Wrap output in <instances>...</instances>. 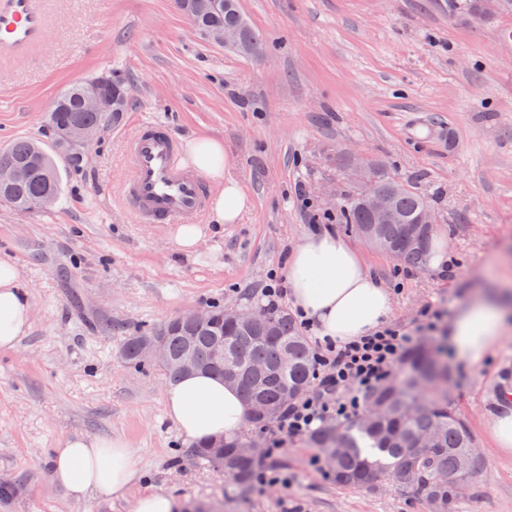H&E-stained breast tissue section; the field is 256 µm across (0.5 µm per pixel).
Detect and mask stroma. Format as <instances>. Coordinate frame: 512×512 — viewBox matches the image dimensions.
<instances>
[{"instance_id":"stroma-1","label":"stroma","mask_w":512,"mask_h":512,"mask_svg":"<svg viewBox=\"0 0 512 512\" xmlns=\"http://www.w3.org/2000/svg\"><path fill=\"white\" fill-rule=\"evenodd\" d=\"M475 0H239L266 39L255 59L194 31L174 0H46L49 33L0 63V148L49 143L44 119L66 85L120 76L128 109L62 173L50 208L0 203V257L21 273L32 325L0 351V480L16 492L0 512H128L99 495L76 502L53 482L64 437L120 438L143 476L131 495L168 490L181 512L223 501L224 512H424L390 488L336 485L308 436L274 464L280 483L239 495L231 477L198 463L167 419L169 382L154 364L126 367L128 336L151 334L186 310L231 302L260 311L318 215L336 212L354 159L382 164L430 202L448 242L447 272L415 270L360 244L394 292L391 323L438 348L445 318L479 287L512 284V0L477 13ZM155 119L180 142L207 135L230 151L231 173L253 200L237 224H212L192 255L170 230L138 223L123 204L125 141ZM304 191L313 203L296 199ZM456 408L484 469L457 512H512V454L493 448L488 423L512 390V329L481 366L449 363Z\"/></svg>"}]
</instances>
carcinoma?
I'll list each match as a JSON object with an SVG mask.
<instances>
[{
  "mask_svg": "<svg viewBox=\"0 0 512 512\" xmlns=\"http://www.w3.org/2000/svg\"><path fill=\"white\" fill-rule=\"evenodd\" d=\"M200 28L233 27L239 31L236 50L261 57L266 45L262 35L243 17L238 0H186ZM96 78L69 85L53 99L47 124L53 137L48 149L40 142L18 138L0 150V172L18 168L17 180L0 179V203L20 212L42 208L45 197L60 196L63 184L57 160L78 167L70 157L69 131L75 126L98 128L109 119L117 120L127 111L128 101L117 98L112 116L88 112L82 99ZM379 188L393 193V206L403 224H374L361 204L363 191L355 190L337 212L336 221L358 237H377L381 249L396 253L409 266L426 264V255L435 227L426 229L413 223L431 208L428 199L411 185L394 177L386 168L376 170ZM213 320L197 323L178 317L159 332L166 334L173 358L184 350L187 337L207 371L236 386L248 407L268 408L271 413L248 417L249 424L262 429L276 419L288 403L310 387L313 379V350L293 316L286 310L263 311L248 326L224 323V306L211 307ZM224 337V361L213 360L216 337ZM145 335L128 337L123 350L125 363L143 362L141 344ZM401 382L387 384L370 393L366 407L377 408L371 419L347 425H327L310 436V444L320 449L336 484L375 491L379 484L425 505L426 512H448L458 501L448 502L452 484L472 481L481 472L482 456L470 453L473 447L467 422L456 412L448 386V366L429 348L409 352ZM255 440L224 442L222 448L201 442L192 456L209 465L224 467L243 489L251 486L257 459L244 449Z\"/></svg>",
  "mask_w": 512,
  "mask_h": 512,
  "instance_id": "obj_1",
  "label": "carcinoma"
}]
</instances>
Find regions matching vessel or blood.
Returning <instances> with one entry per match:
<instances>
[{"label": "vessel or blood", "mask_w": 512, "mask_h": 512, "mask_svg": "<svg viewBox=\"0 0 512 512\" xmlns=\"http://www.w3.org/2000/svg\"><path fill=\"white\" fill-rule=\"evenodd\" d=\"M47 34L42 0H0L1 61L27 54ZM126 159L130 176L121 197L142 223L171 228L202 216L209 188L182 164L178 140L166 125L142 122L126 143Z\"/></svg>", "instance_id": "obj_1"}]
</instances>
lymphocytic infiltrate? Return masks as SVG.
Returning a JSON list of instances; mask_svg holds the SVG:
<instances>
[{"label":"lymphocytic infiltrate","mask_w":512,"mask_h":512,"mask_svg":"<svg viewBox=\"0 0 512 512\" xmlns=\"http://www.w3.org/2000/svg\"><path fill=\"white\" fill-rule=\"evenodd\" d=\"M414 341L407 329L390 324L340 346L315 342L313 389L277 419L268 435L267 458L280 455L288 438L318 423L358 415L366 396L393 378Z\"/></svg>","instance_id":"lymphocytic-infiltrate-1"}]
</instances>
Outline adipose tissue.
<instances>
[{
	"mask_svg": "<svg viewBox=\"0 0 512 512\" xmlns=\"http://www.w3.org/2000/svg\"><path fill=\"white\" fill-rule=\"evenodd\" d=\"M186 163L216 185L209 203L214 224H237L252 208L241 183L229 175L222 141L197 137L185 145ZM281 275L292 305L316 329L320 339L339 345L378 329L393 312L392 293L373 273L361 251L329 228L310 231L290 253ZM506 293L488 291L462 305L448 324V341L459 360L482 364L503 339ZM31 326V301L17 266L0 260V350L15 349ZM165 413L183 442L241 432L248 407L240 392L217 376L191 372L169 383ZM56 484L74 500L96 493L128 500L129 512H176L175 498L164 489L130 497L140 480V459L121 439L66 437L51 461Z\"/></svg>",
	"mask_w": 512,
	"mask_h": 512,
	"instance_id": "ef3b65f1",
	"label": "adipose tissue"
}]
</instances>
